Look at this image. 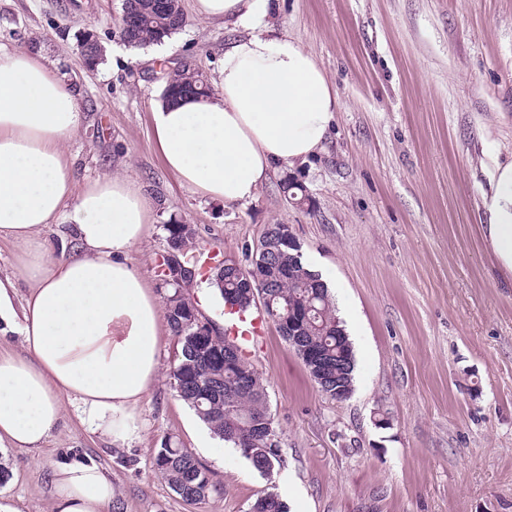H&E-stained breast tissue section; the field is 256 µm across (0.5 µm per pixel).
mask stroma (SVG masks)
<instances>
[{
    "label": "stroma",
    "mask_w": 512,
    "mask_h": 512,
    "mask_svg": "<svg viewBox=\"0 0 512 512\" xmlns=\"http://www.w3.org/2000/svg\"><path fill=\"white\" fill-rule=\"evenodd\" d=\"M122 4L0 0V50L44 55L73 89L85 119L68 153L80 177L121 172L142 187L152 222L131 257L157 298L166 225H193L197 248L240 261L267 225H290L304 262L334 286L354 390L327 397L269 328L249 358L285 458L268 478L177 396L166 333L137 436L112 444L67 409L41 450H0L10 473L0 499L51 512L52 468L80 454L111 478L120 512H250L266 492L289 512H512V278L496 268L480 212L493 159L512 158V0H274L273 34L315 53L344 106L322 151L231 207L167 168L153 112L178 62L218 91L243 29L181 0V30L132 47L119 36ZM89 32L103 48L92 70L79 49ZM288 179L305 202L284 193ZM167 441L215 493L189 504L171 490L153 465Z\"/></svg>",
    "instance_id": "35a3bbf8"
}]
</instances>
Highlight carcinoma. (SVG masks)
I'll list each match as a JSON object with an SVG mask.
<instances>
[{
	"label": "carcinoma",
	"instance_id": "carcinoma-1",
	"mask_svg": "<svg viewBox=\"0 0 512 512\" xmlns=\"http://www.w3.org/2000/svg\"><path fill=\"white\" fill-rule=\"evenodd\" d=\"M136 28L129 32V45L141 47L160 43L182 28L183 14L167 7L163 0H138ZM168 249L184 248L190 232L184 224H167ZM263 250L251 261L237 268L227 266L211 274L223 302L241 309L256 305L242 277L261 286L271 296V310L265 312L271 322H281L283 338L293 332L308 341L323 375L317 383L322 393L336 398V381L344 393L353 392L356 358L352 343L336 316L329 289L321 275L303 261L300 245L287 224L267 225ZM197 303L186 302L179 288L170 284L166 294V319L180 345L173 384L179 397L211 432L238 450L259 473L268 475L284 466L278 436L269 435L274 424L266 388L254 367L239 353L224 357V347L231 344L226 334L199 336L191 325V310ZM240 397L236 421L228 419L226 398ZM153 464L170 488L183 500L196 502L205 498L212 484L205 469L184 448L163 445L155 449ZM251 512H287L286 504L273 493L257 498Z\"/></svg>",
	"mask_w": 512,
	"mask_h": 512
}]
</instances>
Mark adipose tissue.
Here are the masks:
<instances>
[{
	"mask_svg": "<svg viewBox=\"0 0 512 512\" xmlns=\"http://www.w3.org/2000/svg\"><path fill=\"white\" fill-rule=\"evenodd\" d=\"M192 8L245 34L224 51L219 93L163 103L155 132L185 185L234 205L254 199L271 170L321 151L342 100L312 51L268 35V0H192ZM83 120L45 56L0 52V239L18 248L13 277L0 279V333L19 331L25 348L0 354V448L41 449L70 405L90 430L128 442L158 378L163 310L129 258L151 206L123 174L78 177L67 144ZM482 212L498 268L512 276V160L494 162ZM61 221L75 241L53 253L39 234ZM19 280L30 292L18 309ZM52 485V512H112V481L89 459L56 464Z\"/></svg>",
	"mask_w": 512,
	"mask_h": 512,
	"instance_id": "ef3b65f1",
	"label": "adipose tissue"
}]
</instances>
